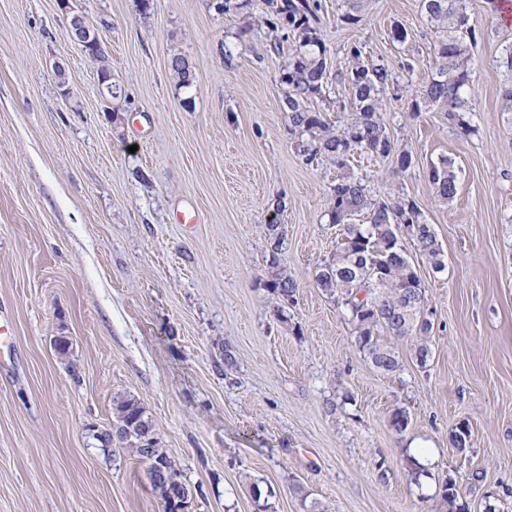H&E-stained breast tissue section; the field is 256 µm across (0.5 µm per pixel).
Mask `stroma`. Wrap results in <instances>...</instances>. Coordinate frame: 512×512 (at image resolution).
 I'll use <instances>...</instances> for the list:
<instances>
[{
	"label": "stroma",
	"mask_w": 512,
	"mask_h": 512,
	"mask_svg": "<svg viewBox=\"0 0 512 512\" xmlns=\"http://www.w3.org/2000/svg\"><path fill=\"white\" fill-rule=\"evenodd\" d=\"M220 2L0 0V512H163L146 463L96 439L113 431L118 396L145 408L192 512H448L449 477L466 512H512V126L500 112L512 74L498 66L512 25L467 0L482 36L477 130L462 138L444 113L406 115L434 68L419 0H365L356 25L341 20L345 0H318L332 66L356 44L398 79L383 119L413 164L396 176L394 159H364L353 172L374 198L414 200L444 254L437 271L402 240L435 328L426 365L401 340L386 374L315 283L339 241L337 170L305 160L288 130L281 75L296 45L264 23L261 0ZM73 10L93 21L104 61L71 41ZM442 157L459 178L447 204L427 177ZM182 211L196 223H178ZM274 218L297 283L282 321L265 286ZM462 423L464 454L451 442ZM419 443L434 454L417 484ZM256 481L273 491L266 506Z\"/></svg>",
	"instance_id": "1"
}]
</instances>
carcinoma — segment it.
Listing matches in <instances>:
<instances>
[{
  "mask_svg": "<svg viewBox=\"0 0 512 512\" xmlns=\"http://www.w3.org/2000/svg\"><path fill=\"white\" fill-rule=\"evenodd\" d=\"M265 6L272 29L292 34L297 43L295 54L283 70L282 83L286 86L284 103L290 130L302 156L308 160L321 157L342 171L360 152L380 161L394 157L393 173L407 171L412 164L411 153L391 139L380 115L382 95L397 83L391 68L381 60L364 62L361 47L354 44L347 52L349 66L336 68L333 75L327 48L313 26L319 4L315 0H265ZM420 6L440 36L433 45L435 68L424 86L422 101L411 103L409 115L418 116L423 107L436 108L445 113L452 128L469 137L476 132L469 89L478 30L464 0H420ZM170 66L182 86L192 84L182 58H172ZM331 78L348 85L352 93V112L341 126L330 124L313 105L314 100L323 98ZM428 179L436 201L447 204L454 199L457 173L450 159L444 157L432 164ZM328 216L347 243L318 267L315 282L343 307L353 325L355 346L377 370L393 373L400 365L394 339L410 338L416 361L426 364L430 357L428 338L435 321L428 311L425 286L403 254L399 233L402 224L419 225L418 234L412 236L414 245L439 270L444 262L432 225L413 200L397 196L378 202L363 179L345 174L332 190ZM284 236L278 222L268 225L271 279L267 288L281 302L279 313L295 302L297 291L294 279L280 267ZM113 413L119 433L114 437L101 435L97 440L105 446L116 441L138 457L142 449H150L153 463L149 468L160 466L151 486L161 497L164 512H188L191 504L179 497L186 484L178 465L160 446L143 406L120 396L113 400ZM440 495L448 503V512H465L458 503L457 489L449 481L442 483Z\"/></svg>",
  "mask_w": 512,
  "mask_h": 512,
  "instance_id": "carcinoma-1",
  "label": "carcinoma"
}]
</instances>
